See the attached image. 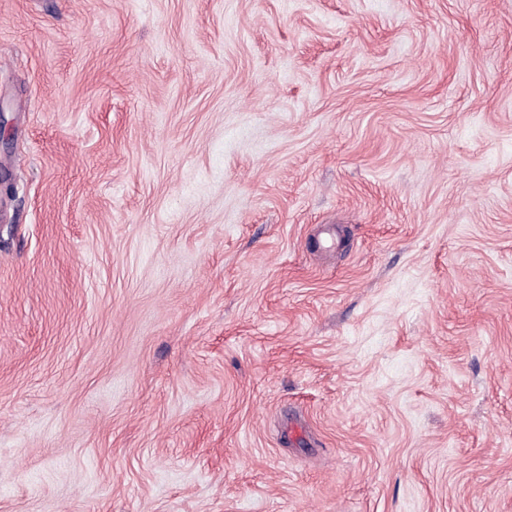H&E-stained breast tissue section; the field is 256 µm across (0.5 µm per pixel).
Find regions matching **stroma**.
Wrapping results in <instances>:
<instances>
[{"instance_id":"obj_1","label":"stroma","mask_w":512,"mask_h":512,"mask_svg":"<svg viewBox=\"0 0 512 512\" xmlns=\"http://www.w3.org/2000/svg\"><path fill=\"white\" fill-rule=\"evenodd\" d=\"M0 512H512V0H0Z\"/></svg>"}]
</instances>
